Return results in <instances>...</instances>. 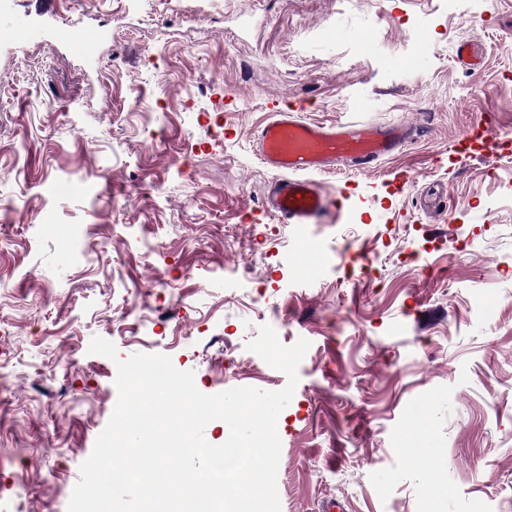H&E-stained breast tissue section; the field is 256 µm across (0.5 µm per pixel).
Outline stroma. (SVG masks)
<instances>
[{
	"instance_id": "obj_1",
	"label": "stroma",
	"mask_w": 512,
	"mask_h": 512,
	"mask_svg": "<svg viewBox=\"0 0 512 512\" xmlns=\"http://www.w3.org/2000/svg\"><path fill=\"white\" fill-rule=\"evenodd\" d=\"M12 20L39 37L0 41V512H68L118 400L93 337L207 395L277 391L246 348L263 325L310 343L281 512H512V0H7ZM62 26L112 39L80 58ZM278 107L414 137L315 174L344 215L285 224L254 147Z\"/></svg>"
}]
</instances>
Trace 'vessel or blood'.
<instances>
[{
  "label": "vessel or blood",
  "instance_id": "vessel-or-blood-1",
  "mask_svg": "<svg viewBox=\"0 0 512 512\" xmlns=\"http://www.w3.org/2000/svg\"><path fill=\"white\" fill-rule=\"evenodd\" d=\"M55 38L74 54L89 57L97 45L108 41L109 35L97 33L89 42L74 29L60 28ZM256 138L263 164L282 175L268 209L286 224H316L334 203L317 189L312 174L344 158L367 164L388 156L408 142L410 133L401 126L382 127L368 122L326 125L303 121L280 109L257 130Z\"/></svg>",
  "mask_w": 512,
  "mask_h": 512
}]
</instances>
